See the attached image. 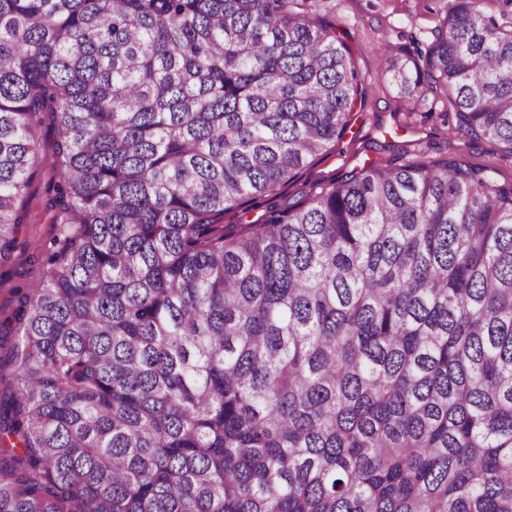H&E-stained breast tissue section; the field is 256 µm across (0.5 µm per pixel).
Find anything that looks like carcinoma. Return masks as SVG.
<instances>
[{
	"instance_id": "obj_1",
	"label": "carcinoma",
	"mask_w": 512,
	"mask_h": 512,
	"mask_svg": "<svg viewBox=\"0 0 512 512\" xmlns=\"http://www.w3.org/2000/svg\"><path fill=\"white\" fill-rule=\"evenodd\" d=\"M296 0H0V262L49 116L61 246L15 314L0 512H512V182L340 142L361 78ZM408 94L512 158V26L456 0ZM266 210V205L262 200H255L246 203L239 207L237 210L224 214V217H219L214 223L225 224H256L261 222Z\"/></svg>"
}]
</instances>
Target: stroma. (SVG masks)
<instances>
[{
    "instance_id": "obj_1",
    "label": "stroma",
    "mask_w": 512,
    "mask_h": 512,
    "mask_svg": "<svg viewBox=\"0 0 512 512\" xmlns=\"http://www.w3.org/2000/svg\"><path fill=\"white\" fill-rule=\"evenodd\" d=\"M455 0H300L298 12L332 24L347 44L363 79L364 104L355 106L352 129L337 147L317 156L278 191L281 204L307 201L318 184L340 178L374 161L396 167L410 161L456 157L494 166L498 179L512 180V160L497 142L471 138L448 119V104L438 94L408 95L378 57L387 45L409 53L426 48ZM58 157L50 121L37 133L35 175L18 201L21 224L10 256L0 263V402L15 393L11 351L18 338L13 317L22 298L38 284L59 233L51 201Z\"/></svg>"
}]
</instances>
